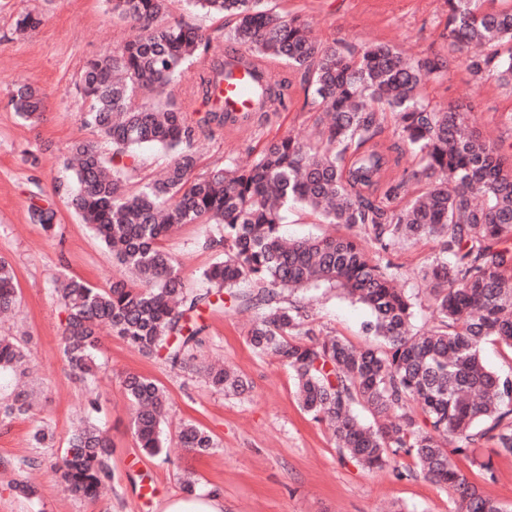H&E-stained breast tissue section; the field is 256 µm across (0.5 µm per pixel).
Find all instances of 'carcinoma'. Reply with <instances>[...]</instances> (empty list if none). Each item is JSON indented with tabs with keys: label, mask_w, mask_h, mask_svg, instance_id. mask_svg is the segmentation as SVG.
Returning a JSON list of instances; mask_svg holds the SVG:
<instances>
[{
	"label": "carcinoma",
	"mask_w": 512,
	"mask_h": 512,
	"mask_svg": "<svg viewBox=\"0 0 512 512\" xmlns=\"http://www.w3.org/2000/svg\"><path fill=\"white\" fill-rule=\"evenodd\" d=\"M105 2L112 18L135 33L88 60L78 85L89 101L81 123L111 152L78 140L65 163L75 183L69 204L129 277L107 288L59 279L60 345L75 378L93 390L102 326L145 356L189 366L205 331L190 324L189 313L220 308L227 295L235 307L257 311L251 346L293 372L301 408L328 424L341 458L368 469L409 459L412 465L397 474H419L446 489L456 512H507L482 484L497 479L494 458L512 457V374L489 368L482 350L489 342L512 350V152L466 133L460 108L441 112L420 95L424 82L447 72L446 61L404 59L385 43L360 51L323 47L304 21L283 19L263 0H184L194 11L235 18L227 39L244 53L226 54L211 37L169 19L168 0ZM42 22L23 10L15 29L24 34ZM448 45L474 78L512 84V7L488 11L482 0H448ZM190 61L197 63L192 95L206 106L203 112L177 102ZM238 67L259 81L257 106L241 117L214 103L224 77ZM290 68L304 70V97L321 111L318 139L282 137L251 164L198 171V133L260 127L271 113L288 109ZM10 102L30 122L44 109L43 95L29 84L16 87ZM386 115L398 137L388 146L377 140ZM143 146L170 156L156 177L141 176ZM406 148L417 166L394 177ZM291 208L309 210L325 224L364 229L383 251L440 239L441 256L422 274L433 324L413 327V297L398 286L402 275L369 257L358 235L287 239L282 224ZM29 215L44 231L55 230L51 206L33 203ZM180 224H214L220 232L205 240L224 245V260L203 272L204 289L187 287L161 244ZM15 281L0 258V315L18 307ZM320 284L369 309L364 328L374 341L357 347L325 333L304 307L282 296ZM2 369L26 377L23 338L0 336ZM198 371L227 395L249 390L243 376L222 365ZM122 385L139 448L160 454L165 389L138 373L127 374ZM32 408L29 391L18 384L0 400V418ZM178 441L198 454L217 447L192 422L181 426ZM110 448L102 428L85 421L69 435L53 472L70 494L94 501L111 481Z\"/></svg>",
	"instance_id": "1"
}]
</instances>
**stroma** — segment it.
Returning <instances> with one entry per match:
<instances>
[{"instance_id": "35a3bbf8", "label": "stroma", "mask_w": 512, "mask_h": 512, "mask_svg": "<svg viewBox=\"0 0 512 512\" xmlns=\"http://www.w3.org/2000/svg\"><path fill=\"white\" fill-rule=\"evenodd\" d=\"M265 6L306 20L324 46L357 49L381 42L406 55L448 53L447 0H266ZM24 9L44 14L46 22L20 35L14 19ZM127 34L104 0H0V257L15 271L20 299L16 317L0 321V334L24 337L36 368L29 387L32 415L0 423V512H161L166 499L181 493L185 476L199 489H221L226 512H455L446 489L422 476L400 477L389 467L368 471L340 460L331 432L298 404L292 371L251 347L252 312L229 306L204 312L208 329L197 361L232 366L250 381L251 391L224 395L202 375L141 355L102 328L94 418L112 441V492L91 502L56 482L48 464L85 416L88 399L60 351L64 314L56 283L66 273L104 288L121 271L69 205L73 180L64 158L73 139L94 137L80 123L87 104L76 81L87 59L117 47ZM22 80L44 95L38 123L21 119L10 104L11 91ZM423 95L441 110L451 104L467 106L471 129L490 141L512 144L507 120L512 86L475 79L454 60L445 78L426 83ZM318 116L303 92H296L287 111L262 127L230 136L199 134L195 149L200 167L250 162L274 138L311 140ZM33 202L55 208V233L30 222ZM217 233L209 224H183L164 240V248L180 261L188 287H202L203 271L223 260V248L203 244ZM361 244L370 255L398 267L401 284L409 290L417 288L423 269L440 254L434 239L388 253L370 237H362ZM290 299L304 305L323 331L355 344L365 342L362 327L370 313L341 291L320 286L294 292ZM129 373L154 378L169 393L167 458L147 456L135 442L122 389ZM186 420L210 431L217 448L202 455L179 448L174 434ZM40 424L53 439L37 449L32 434ZM34 456L41 465L16 470L18 460ZM16 481L36 486L38 497L21 496L12 487Z\"/></svg>"}]
</instances>
